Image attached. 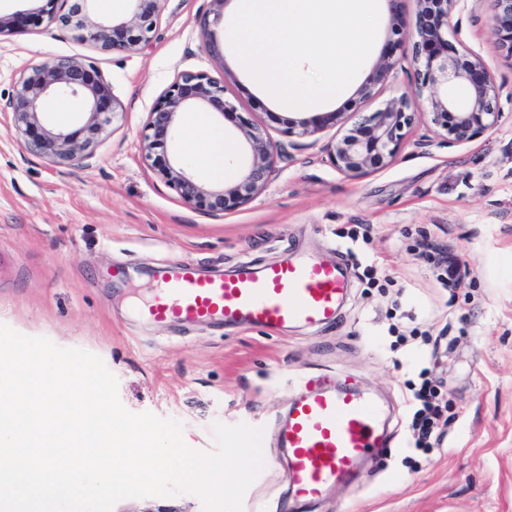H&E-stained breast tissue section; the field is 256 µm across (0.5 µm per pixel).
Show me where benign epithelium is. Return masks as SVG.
<instances>
[{
    "label": "benign epithelium",
    "instance_id": "1",
    "mask_svg": "<svg viewBox=\"0 0 512 512\" xmlns=\"http://www.w3.org/2000/svg\"><path fill=\"white\" fill-rule=\"evenodd\" d=\"M66 0H46L48 7L34 12L0 14V36L18 32L31 19L37 24H59L78 32V37L106 52L131 53L149 41L156 27L159 0H134L129 19L95 22L89 19L90 0L75 3L66 12L51 5ZM414 31L401 34L414 64L418 95H427L431 123L450 145L465 144L495 127L498 118V93L495 80L483 60L468 51L453 47L448 34L455 32V13L467 0H417ZM493 34L506 56L512 58V0H492ZM395 66L391 58H382L359 88L365 101L384 90L389 72ZM468 87L461 100L448 94V82ZM60 95L82 97L90 103L88 117L77 129L63 131L45 120L47 102ZM117 102L111 85L95 64L75 56H58L24 70L15 93L0 112L11 115L16 133L24 147L56 165L83 157L106 131L116 114ZM209 107L221 118L243 129L250 148L251 161L241 179L231 186L213 187L187 172L185 167L156 154L174 136L182 114L198 107ZM357 119L339 138L327 144L331 163L350 177L363 176L387 166L395 158L414 121L411 100L393 98L374 112H355ZM341 119L339 112H327L313 120L288 122V135L309 137ZM141 152L153 160L158 177L176 191L181 201L198 210L222 214L247 204L268 185L275 169L278 148L266 128L235 112L224 99V85L204 73L182 72L160 95L150 112L141 139Z\"/></svg>",
    "mask_w": 512,
    "mask_h": 512
}]
</instances>
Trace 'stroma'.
Listing matches in <instances>:
<instances>
[{
    "label": "stroma",
    "mask_w": 512,
    "mask_h": 512,
    "mask_svg": "<svg viewBox=\"0 0 512 512\" xmlns=\"http://www.w3.org/2000/svg\"><path fill=\"white\" fill-rule=\"evenodd\" d=\"M490 18L489 0L454 16L451 43L481 56L499 88L496 127L461 145L436 134L386 13L354 85L325 106L342 120L301 140L286 133L291 113L252 85L214 0H162L149 43L132 53L97 50L54 26L0 37L1 101L24 69L88 56L120 102L91 155L61 166L25 150L10 116L0 115V325L97 355L117 378L122 405L180 422L193 451H215L217 422L264 428L265 468L244 512H512V60ZM387 56L396 66L366 111L404 96L418 114L395 160L353 179L325 147L351 126L358 84ZM181 72L225 81V99L279 147L267 188L237 210L212 215L184 204L141 154L147 116ZM187 136L179 126L170 159L188 161L211 185L242 176L249 151L223 175H208L191 162ZM365 226L367 243L350 246L349 234ZM427 243L458 259L454 287L439 283ZM301 257L347 271L333 324L183 328L138 313L171 261L210 274ZM394 321L428 332L436 345L394 347ZM423 367L449 417L443 447L427 453L409 446L406 385ZM324 372L383 405L392 442L363 464L359 484L302 507L287 487V455L270 434L300 390L298 377ZM113 512H202V504L180 494L125 499Z\"/></svg>",
    "instance_id": "35a3bbf8"
}]
</instances>
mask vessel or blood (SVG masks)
<instances>
[{
  "label": "vessel or blood",
  "instance_id": "b4317fda",
  "mask_svg": "<svg viewBox=\"0 0 512 512\" xmlns=\"http://www.w3.org/2000/svg\"><path fill=\"white\" fill-rule=\"evenodd\" d=\"M341 269L328 261L272 263L261 271L241 265L235 274L199 276L194 264H174L143 310L157 323H223L278 329L335 322L347 294ZM304 391L275 428V441L290 453L289 479L305 502L328 486L354 482L358 465L387 447L382 411L332 375L304 378Z\"/></svg>",
  "mask_w": 512,
  "mask_h": 512
}]
</instances>
